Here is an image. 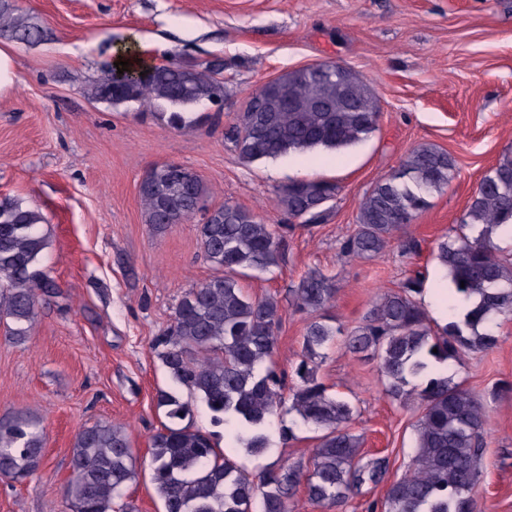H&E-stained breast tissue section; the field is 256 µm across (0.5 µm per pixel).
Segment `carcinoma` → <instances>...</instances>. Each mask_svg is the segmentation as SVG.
Wrapping results in <instances>:
<instances>
[{
    "mask_svg": "<svg viewBox=\"0 0 512 512\" xmlns=\"http://www.w3.org/2000/svg\"><path fill=\"white\" fill-rule=\"evenodd\" d=\"M0 32L20 42L40 38L42 29L0 0ZM107 71L88 95L111 106L140 103L159 111L176 129L198 125L192 112L223 95L221 71L207 64L171 61L151 67L146 78L112 84ZM318 98L334 105L318 112ZM381 112L371 87L354 73L338 76L322 65L286 71L253 94L237 117L229 140L239 157L254 162L290 151L341 149L376 131ZM455 159L434 145H421L399 169L363 198L358 224L341 252L371 259L402 232L426 197L448 185ZM338 186L325 179L293 181L278 192L275 206L302 224H318L333 207ZM210 189L193 170L167 162L151 168L140 184L144 221L162 231L197 214L205 258L220 274L188 289L179 301L166 336L162 360L171 379L199 396L215 424L228 426L230 447L261 454L266 430L281 411L296 412L322 431L312 449V467L276 462L257 475L242 469L216 448L210 435L181 422L191 407L178 392L159 390L156 406L170 424L151 436V482L165 512H292L291 499L304 486L310 501L328 512H343L366 484L381 482L384 458L364 460L361 439L348 423L354 408L317 379L313 359L336 336L322 318L306 326L300 383L285 395L284 378L273 355L282 323L272 296L253 299L237 275L280 265L284 244L276 226L249 210L226 203L208 209ZM42 212L18 199L0 198V323L22 341L29 336L39 299L58 284L41 266L48 240L40 230ZM512 226V152L505 153L480 180L455 233L436 245L435 258L455 292L474 299L462 322L434 330L415 299L422 280L414 275L383 295L347 336L354 355L371 353L386 378L385 394L402 402L412 396L409 378L423 374L429 360H458L467 352L496 347L489 327L497 316H512V258L501 254L496 231ZM301 310L318 313L334 298L333 278L308 271L291 290ZM415 453L407 472L386 491L382 512H476L474 490L482 478L489 416L472 390L430 375L417 393ZM44 434L27 412L0 420V478L23 480L43 462ZM137 477L136 461L124 427L108 422L80 430L73 444L71 475L64 496L70 512H109Z\"/></svg>",
    "mask_w": 512,
    "mask_h": 512,
    "instance_id": "carcinoma-1",
    "label": "carcinoma"
}]
</instances>
